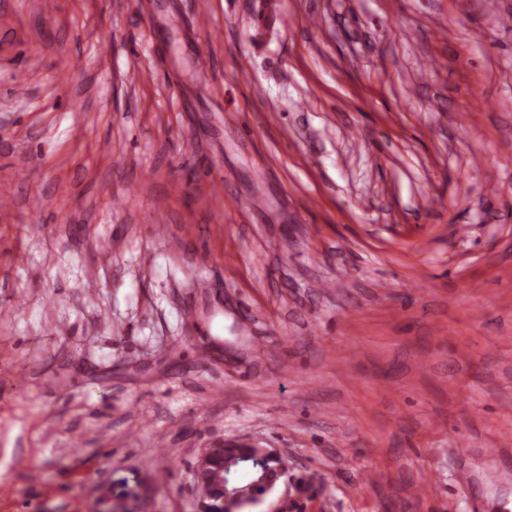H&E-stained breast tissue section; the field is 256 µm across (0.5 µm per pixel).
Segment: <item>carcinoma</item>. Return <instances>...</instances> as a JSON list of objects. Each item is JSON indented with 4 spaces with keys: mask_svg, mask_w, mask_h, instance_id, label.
Here are the masks:
<instances>
[{
    "mask_svg": "<svg viewBox=\"0 0 512 512\" xmlns=\"http://www.w3.org/2000/svg\"><path fill=\"white\" fill-rule=\"evenodd\" d=\"M282 465L281 457L263 455L248 445L224 447L211 468L201 475L202 481L215 486L204 512H227L224 500L228 495L233 497L237 512L257 505L272 491L271 480ZM107 498L112 500V512H135L137 494L126 483H112Z\"/></svg>",
    "mask_w": 512,
    "mask_h": 512,
    "instance_id": "carcinoma-1",
    "label": "carcinoma"
}]
</instances>
